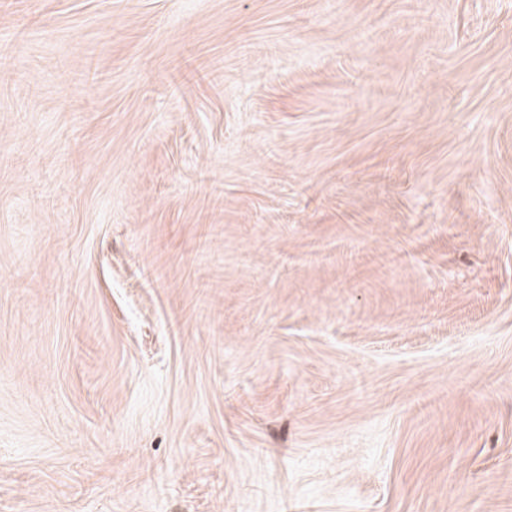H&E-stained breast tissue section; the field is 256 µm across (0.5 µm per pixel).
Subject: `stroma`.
<instances>
[{"label": "stroma", "mask_w": 512, "mask_h": 512, "mask_svg": "<svg viewBox=\"0 0 512 512\" xmlns=\"http://www.w3.org/2000/svg\"><path fill=\"white\" fill-rule=\"evenodd\" d=\"M0 512H512V0H0Z\"/></svg>", "instance_id": "obj_1"}]
</instances>
